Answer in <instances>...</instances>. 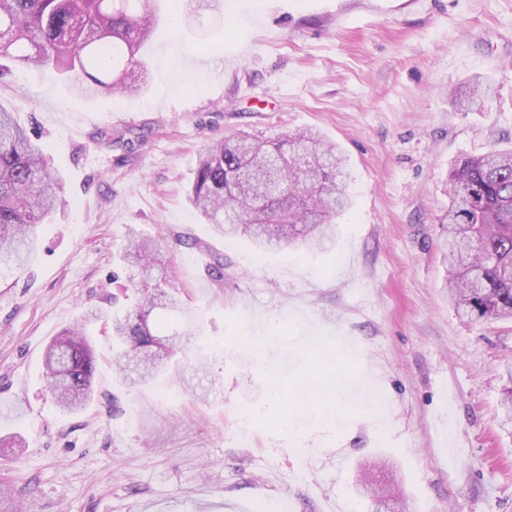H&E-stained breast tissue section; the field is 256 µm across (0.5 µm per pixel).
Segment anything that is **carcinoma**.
<instances>
[{"instance_id":"1","label":"carcinoma","mask_w":512,"mask_h":512,"mask_svg":"<svg viewBox=\"0 0 512 512\" xmlns=\"http://www.w3.org/2000/svg\"><path fill=\"white\" fill-rule=\"evenodd\" d=\"M152 0H0V57L20 65L52 66L81 73L100 92L132 95L128 71L145 68L139 56L152 33ZM77 90L89 89L74 80ZM451 96L463 110L482 98ZM351 179L336 145L310 132L267 141L241 136L208 146L199 157L189 200L224 238L249 237L260 248L281 245L325 250L335 236L336 216L348 206ZM448 224L443 261L448 299L470 320H512V150L494 149L458 161L448 176ZM62 180L40 149L0 102V277L20 268L35 246V230L47 223ZM134 307L111 316L115 365L131 386L149 385L159 368L146 349L163 346L148 318L156 299L194 335L197 314L170 287L168 267L157 261L153 240H128ZM101 318L87 310L48 345L44 374L62 409L77 412L91 399L96 369L88 327ZM503 420L512 428V365L505 370Z\"/></svg>"}]
</instances>
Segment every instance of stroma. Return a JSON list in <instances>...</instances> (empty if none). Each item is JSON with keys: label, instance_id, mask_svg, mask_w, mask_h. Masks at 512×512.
I'll return each mask as SVG.
<instances>
[{"label": "stroma", "instance_id": "35a3bbf8", "mask_svg": "<svg viewBox=\"0 0 512 512\" xmlns=\"http://www.w3.org/2000/svg\"><path fill=\"white\" fill-rule=\"evenodd\" d=\"M160 0L135 97L80 96L0 58V99L64 180L25 267L0 279V483L16 512H370L380 466L411 512H512L499 426L512 322L448 302L441 218L459 157L512 148V0ZM490 88L469 111L449 92ZM313 129L353 179L327 252L216 235L188 190L209 144ZM153 237L197 335L149 387L123 384L109 313L134 293L121 251ZM224 263V279L207 269ZM95 394L68 413L47 344L85 309ZM207 367L195 368L197 358ZM338 380L316 404L274 387Z\"/></svg>", "mask_w": 512, "mask_h": 512}]
</instances>
